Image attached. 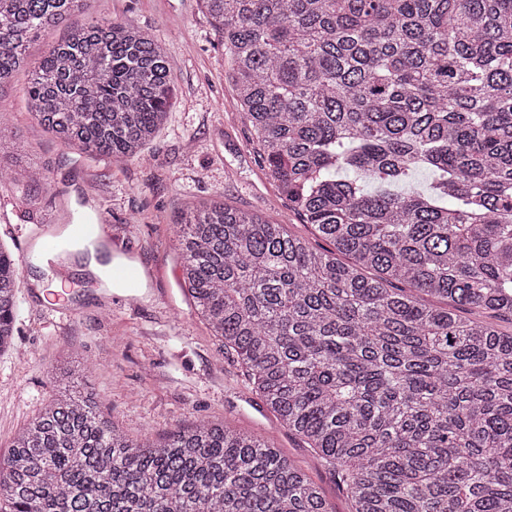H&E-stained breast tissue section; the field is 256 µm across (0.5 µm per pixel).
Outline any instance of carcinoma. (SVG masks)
Segmentation results:
<instances>
[{
    "mask_svg": "<svg viewBox=\"0 0 512 512\" xmlns=\"http://www.w3.org/2000/svg\"><path fill=\"white\" fill-rule=\"evenodd\" d=\"M83 2L0 0V88ZM201 2L268 175L333 249L192 204L176 241L197 314L350 512H512V333L456 314L512 321V0ZM26 95L65 147L133 159L168 116L165 44L98 18L48 45ZM6 176L51 183L0 125ZM19 275L0 248V353ZM54 376L0 459V512H330L270 439L208 420L134 438L75 363Z\"/></svg>",
    "mask_w": 512,
    "mask_h": 512,
    "instance_id": "obj_1",
    "label": "carcinoma"
}]
</instances>
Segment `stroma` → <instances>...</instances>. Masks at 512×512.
<instances>
[{
	"instance_id": "stroma-1",
	"label": "stroma",
	"mask_w": 512,
	"mask_h": 512,
	"mask_svg": "<svg viewBox=\"0 0 512 512\" xmlns=\"http://www.w3.org/2000/svg\"><path fill=\"white\" fill-rule=\"evenodd\" d=\"M101 17L127 20L164 41L173 86L169 118L141 157L91 159L65 149L34 119L21 93L26 78L16 75L0 98V123L48 169L52 187L24 200L12 184H0V244L16 255L35 225L102 216L118 232L112 255L155 276L137 288L115 289L76 261L61 280L40 258L24 266L14 347L0 354V458L54 395L53 365L75 358L87 365L89 386L105 411L129 435L159 440L201 419L253 432L272 439L305 471L332 512H349L333 471L278 422L236 356L191 307L174 227L189 203L220 195L314 246L322 239L267 179L230 63L200 0H87L83 12L32 42L31 61ZM56 282L61 290H53Z\"/></svg>"
}]
</instances>
